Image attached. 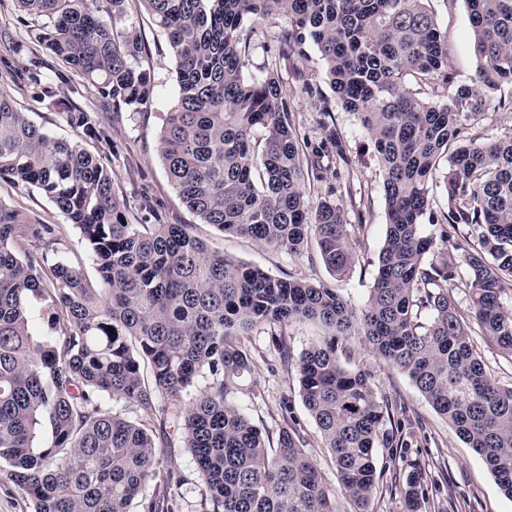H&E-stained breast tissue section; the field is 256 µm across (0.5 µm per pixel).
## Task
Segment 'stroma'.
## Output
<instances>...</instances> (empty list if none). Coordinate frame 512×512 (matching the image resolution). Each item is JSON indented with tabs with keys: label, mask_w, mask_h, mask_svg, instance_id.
<instances>
[{
	"label": "stroma",
	"mask_w": 512,
	"mask_h": 512,
	"mask_svg": "<svg viewBox=\"0 0 512 512\" xmlns=\"http://www.w3.org/2000/svg\"><path fill=\"white\" fill-rule=\"evenodd\" d=\"M429 8L445 37L448 71L454 84L469 83L479 61L473 48L465 0H429ZM131 14L147 47L142 65L155 84L153 105L143 112L116 113L111 104L83 89L80 78H73L69 83L75 91L74 103L94 115L108 131L107 139L82 141L83 147L111 171L114 187L124 197L128 211L137 215L142 224L153 223L159 217L168 224L192 225L195 236L209 251L261 268L275 278L293 275L324 282L336 288L353 305L363 306L373 286L378 255L385 241L387 218L382 178L373 161L371 142L357 117L336 100L324 79L323 63L316 49L307 47L302 56L283 54L291 25L287 18H270L255 25L245 72L249 75L270 69L278 72L303 150H310L320 142L327 124L335 127L343 142V159L332 161L326 179L315 183L308 194L310 205L331 198L344 208L358 262L350 273L341 277L327 271L316 246L291 255L258 247L247 239L199 223L169 182L160 156V131L177 94L167 39L138 0H133ZM20 17L14 0H0V26L8 32L7 37L0 39V61L17 68L29 64L28 56L15 55L12 50L14 42L29 38ZM306 79L319 84L320 96L301 93V83ZM17 101L29 119L51 136L68 141L79 139L77 131L66 123L61 113L48 110L34 94L22 92ZM461 136L482 140L512 137V86L503 85L476 119L464 122ZM0 200L20 210L32 223L59 225L61 257L79 267L87 279H96V265L79 229L45 195L34 188L19 187L0 179ZM330 338L327 328L311 321L274 328L255 326L242 338L252 372L240 379L233 399L256 426L269 433H278L288 418H295L308 440L309 453L319 464L326 481L333 485L337 474L331 455L322 448L316 425L297 398L296 364L302 352ZM281 344L288 348L292 357L286 365L281 363L277 350ZM345 345L350 353L345 366L371 374L378 394L388 397L391 403L392 420L404 423L411 434L400 463H392L386 449L377 451L380 478L373 512H405L400 489L406 474L417 467L436 479L441 487L434 500V512H512V501L504 496L481 457L456 435L447 420L435 412L408 378L373 355L357 339L346 340ZM287 396L293 399L288 411L282 406ZM102 410L139 421L152 431L159 444L164 471L179 481V512H200L203 487L196 464L178 433L164 422L162 414L142 411L119 399L105 400Z\"/></svg>",
	"instance_id": "stroma-1"
}]
</instances>
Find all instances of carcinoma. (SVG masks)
<instances>
[{
  "instance_id": "carcinoma-1",
  "label": "carcinoma",
  "mask_w": 512,
  "mask_h": 512,
  "mask_svg": "<svg viewBox=\"0 0 512 512\" xmlns=\"http://www.w3.org/2000/svg\"><path fill=\"white\" fill-rule=\"evenodd\" d=\"M39 58L0 81L33 88L91 140L105 127L68 100V73L119 112L152 105L141 67L146 46L128 15L131 0H16ZM166 34L177 95L160 152L167 177L200 223L260 247L299 254L316 240L335 275L357 262L343 207L310 209L307 186L343 156L336 129L303 155L273 71L244 75L253 29L285 17L293 52L316 47L324 76L357 114L382 173L387 224L377 273L358 308L304 278L272 277L209 252L189 224H135L112 173L77 142L60 141L0 89V178L38 189L81 232L98 281L59 258L60 227L30 224L0 202V470L33 512H178L171 476L159 470L144 424L102 412L105 398L150 412L158 400L179 426L203 484L201 512H370L380 478L376 448L392 458L407 444L401 425L383 430L389 405L371 376L346 367L339 337L359 336L399 369L456 434L481 456L512 500V385L494 383L474 348L453 289L470 298L481 335L512 356V139L473 138L453 147L463 121L512 84V0H465L474 79L456 86L445 37L429 0H139ZM434 84L443 100L406 85ZM442 172L446 199L435 210ZM439 234L424 235V223ZM441 249L459 260L427 261ZM466 268L460 276L459 265ZM314 320L332 339L298 361V396L332 456L326 484L296 425L276 446L232 399L251 373L236 336L258 324ZM206 386L189 402L198 377ZM407 512H426L430 489L410 471L400 489Z\"/></svg>"
}]
</instances>
